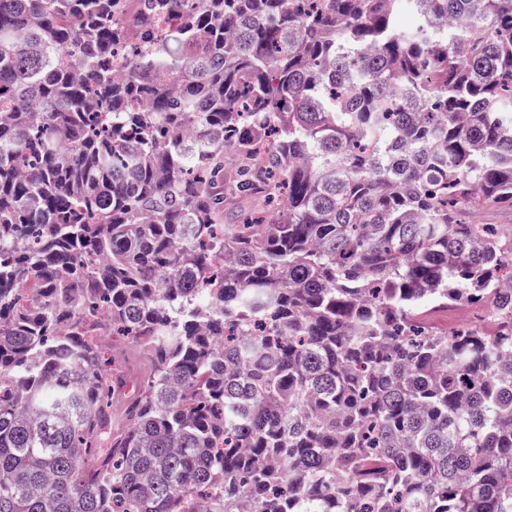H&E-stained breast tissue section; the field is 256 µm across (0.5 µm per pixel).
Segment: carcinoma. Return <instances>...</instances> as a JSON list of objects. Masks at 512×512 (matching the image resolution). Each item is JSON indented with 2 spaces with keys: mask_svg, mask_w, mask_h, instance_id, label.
<instances>
[{
  "mask_svg": "<svg viewBox=\"0 0 512 512\" xmlns=\"http://www.w3.org/2000/svg\"><path fill=\"white\" fill-rule=\"evenodd\" d=\"M504 207L512 0H0V512H512ZM479 305H469V304H461L456 307H452L448 309V312H440L433 316V323L435 326L444 331L447 328H450L448 324L459 325L464 324L469 319L472 311H477Z\"/></svg>",
  "mask_w": 512,
  "mask_h": 512,
  "instance_id": "carcinoma-1",
  "label": "carcinoma"
}]
</instances>
